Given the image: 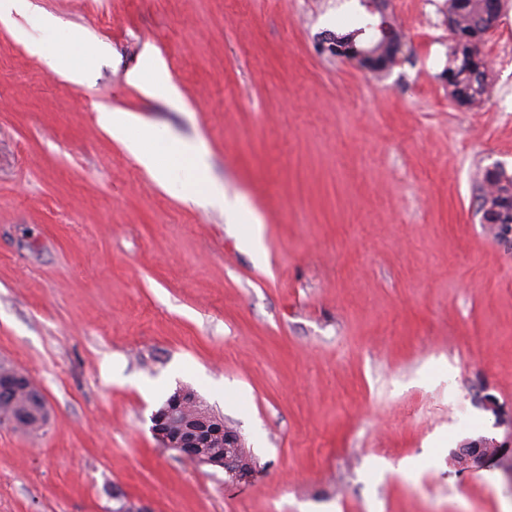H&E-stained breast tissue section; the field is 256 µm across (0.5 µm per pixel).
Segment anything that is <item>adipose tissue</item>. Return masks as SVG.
Instances as JSON below:
<instances>
[{"instance_id":"adipose-tissue-1","label":"adipose tissue","mask_w":512,"mask_h":512,"mask_svg":"<svg viewBox=\"0 0 512 512\" xmlns=\"http://www.w3.org/2000/svg\"><path fill=\"white\" fill-rule=\"evenodd\" d=\"M40 24L47 38L29 42V50L58 76L75 85L86 84L89 73L75 58L74 53L57 49L50 37L62 27L59 18L44 15ZM101 128L112 136L124 140L135 160L158 182L176 193L200 204L223 203L224 192L203 179L208 166V155L203 148L189 147L171 140L158 145L149 127H140L136 135H129L131 118L122 112L107 108L97 111Z\"/></svg>"}]
</instances>
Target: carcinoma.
Instances as JSON below:
<instances>
[{"instance_id":"carcinoma-1","label":"carcinoma","mask_w":512,"mask_h":512,"mask_svg":"<svg viewBox=\"0 0 512 512\" xmlns=\"http://www.w3.org/2000/svg\"><path fill=\"white\" fill-rule=\"evenodd\" d=\"M491 9L489 0H448V22L455 25L451 34L448 67L443 76L448 81L450 97L461 107L472 108L481 105L486 97L487 64L479 45L483 38L481 24L484 15ZM360 31L336 36L330 52L346 56L373 73H381L388 67L381 62L390 52L389 44L379 39L357 41ZM482 183L489 189L480 196L479 213L499 224L512 223V191L503 185L501 177H492L486 170ZM15 419L12 429L28 435H38L48 422L46 403L32 396V389L20 383L6 396L0 398V415Z\"/></svg>"}]
</instances>
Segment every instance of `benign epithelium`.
Listing matches in <instances>:
<instances>
[{
	"instance_id": "7a95c632",
	"label": "benign epithelium",
	"mask_w": 512,
	"mask_h": 512,
	"mask_svg": "<svg viewBox=\"0 0 512 512\" xmlns=\"http://www.w3.org/2000/svg\"><path fill=\"white\" fill-rule=\"evenodd\" d=\"M152 433L163 448L175 450L199 465L224 469L231 480L247 481L252 468L247 465V454L241 436L224 425V421L203 408L195 394L178 388L167 402L151 417ZM224 442V457L211 458L203 455V449L215 440ZM503 445L488 438L469 441L453 453L457 467L462 471H477L497 459ZM112 499L119 503L113 512H150L144 506L133 503L120 489L112 492Z\"/></svg>"
}]
</instances>
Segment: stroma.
I'll return each mask as SVG.
<instances>
[{
	"mask_svg": "<svg viewBox=\"0 0 512 512\" xmlns=\"http://www.w3.org/2000/svg\"><path fill=\"white\" fill-rule=\"evenodd\" d=\"M31 2L0 23V361L49 423L0 426V512H111L115 487L152 512H512V454L452 461L512 443V235L478 213L484 170L512 172V0L473 110L442 78L448 0ZM41 12L84 32L88 84L18 40ZM385 14L387 73L327 52ZM149 52L152 95L127 81ZM100 107L204 142L236 218L159 185ZM256 218L261 262L238 239ZM179 387L251 481L158 446ZM504 449L495 440L480 438L464 443L453 453V457L459 470L477 471L497 459Z\"/></svg>",
	"mask_w": 512,
	"mask_h": 512,
	"instance_id": "stroma-1",
	"label": "stroma"
}]
</instances>
